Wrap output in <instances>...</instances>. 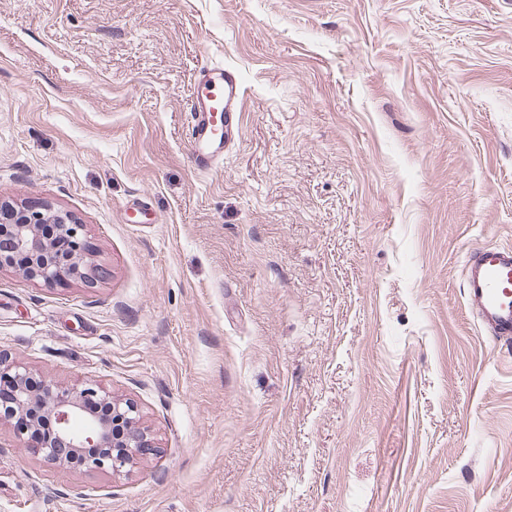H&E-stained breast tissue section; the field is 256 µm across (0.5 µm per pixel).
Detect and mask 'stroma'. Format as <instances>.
<instances>
[{
  "label": "stroma",
  "mask_w": 512,
  "mask_h": 512,
  "mask_svg": "<svg viewBox=\"0 0 512 512\" xmlns=\"http://www.w3.org/2000/svg\"><path fill=\"white\" fill-rule=\"evenodd\" d=\"M213 66L242 133L202 173ZM0 201L104 270H0V353L157 448L115 476L2 429L0 512H512V348L462 273L512 244V0H0ZM191 101V155L202 172L212 169L219 152L240 135L241 88L235 71L206 67L199 72Z\"/></svg>",
  "instance_id": "35a3bbf8"
}]
</instances>
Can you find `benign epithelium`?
Returning <instances> with one entry per match:
<instances>
[{"instance_id":"obj_1","label":"benign epithelium","mask_w":512,"mask_h":512,"mask_svg":"<svg viewBox=\"0 0 512 512\" xmlns=\"http://www.w3.org/2000/svg\"><path fill=\"white\" fill-rule=\"evenodd\" d=\"M56 238L40 233L45 215L36 207L18 212L0 205V269L9 267L28 280L54 284L78 279L85 283L101 276L88 260L85 226L68 212L52 215ZM0 387L10 391L0 401V428L13 427L26 417L32 426L48 421L51 435L43 439L18 430L19 447L52 465L77 455L89 469L122 473L135 459L155 451L139 423L137 405L98 384L74 378L60 383L33 368L0 355ZM103 404L109 418L98 415Z\"/></svg>"}]
</instances>
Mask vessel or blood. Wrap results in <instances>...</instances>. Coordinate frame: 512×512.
Returning a JSON list of instances; mask_svg holds the SVG:
<instances>
[{
    "mask_svg": "<svg viewBox=\"0 0 512 512\" xmlns=\"http://www.w3.org/2000/svg\"><path fill=\"white\" fill-rule=\"evenodd\" d=\"M241 88L235 71L207 67L191 101V155L207 172L240 135ZM463 288L479 326L502 345L512 344V246H472L463 265Z\"/></svg>",
    "mask_w": 512,
    "mask_h": 512,
    "instance_id": "vessel-or-blood-1",
    "label": "vessel or blood"
}]
</instances>
